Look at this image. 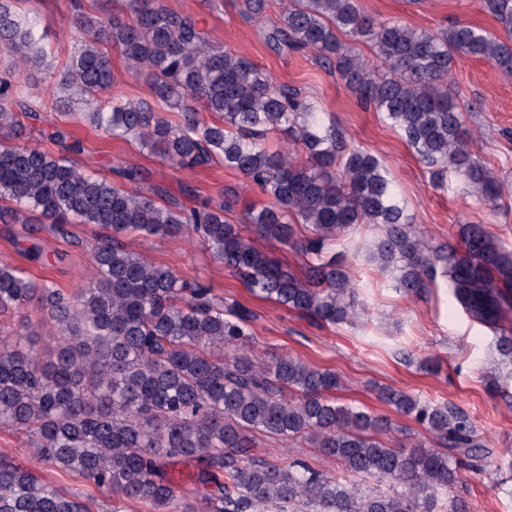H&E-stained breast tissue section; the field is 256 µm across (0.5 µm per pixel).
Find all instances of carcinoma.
<instances>
[{"label": "carcinoma", "mask_w": 512, "mask_h": 512, "mask_svg": "<svg viewBox=\"0 0 512 512\" xmlns=\"http://www.w3.org/2000/svg\"><path fill=\"white\" fill-rule=\"evenodd\" d=\"M240 0L241 13L266 23L275 51H310L336 71L363 105L390 125L429 169L435 187L453 172L477 197L501 205L505 180L474 152L450 74L459 55L483 59L512 77V0H482L499 24L491 33L456 24L437 33L367 14L359 0ZM15 0H0V220L35 236L67 225L105 230L94 245L87 288L70 295L0 260V311L36 302L57 327L50 355L22 322L0 334V427L31 437L42 469L78 477L112 498L147 503L152 512H467L451 491L463 473H486L493 449L470 414L388 386L378 400L410 418L438 447L390 448V418L338 402L336 372L290 353L254 354L255 314L224 301L200 281L182 279L127 248L131 233L200 240L248 292L318 324L354 323L365 311L352 288L346 255H328L357 230L377 231L372 260L395 288L421 296L442 279L471 320L493 328L500 365L512 379V251L482 224H460L459 246H433L405 212L394 182L374 155L348 145L323 112L277 84L246 58L210 44L196 19L161 0H126L123 14L80 16L76 52L56 91L30 93L20 73L46 66V33ZM371 43L382 69L368 65L340 35ZM141 79L150 98L120 102L110 50ZM78 116L108 136L135 140L175 170L214 162L240 173L268 203L244 205L240 223L227 200L185 206L134 168L97 176L68 153V119ZM39 124L60 147L18 143ZM274 134L282 149H269ZM303 258L295 270L255 240ZM286 443L309 439L340 462L339 474L303 459L288 463L255 452L254 434ZM198 462L190 502L164 473ZM0 512H88L85 501L39 471L0 459Z\"/></svg>", "instance_id": "carcinoma-1"}]
</instances>
